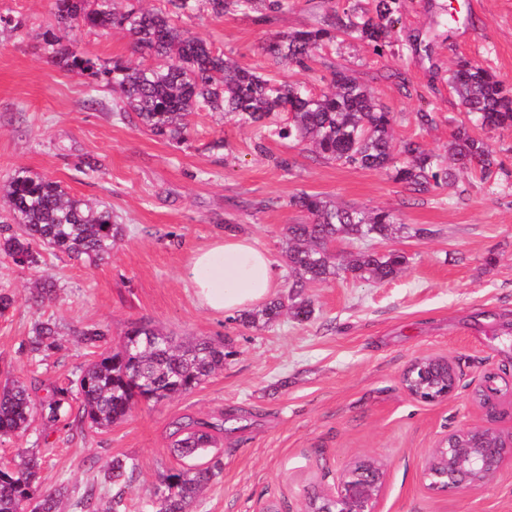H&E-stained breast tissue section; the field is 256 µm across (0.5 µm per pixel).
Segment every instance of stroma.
<instances>
[{
	"instance_id": "stroma-1",
	"label": "stroma",
	"mask_w": 512,
	"mask_h": 512,
	"mask_svg": "<svg viewBox=\"0 0 512 512\" xmlns=\"http://www.w3.org/2000/svg\"><path fill=\"white\" fill-rule=\"evenodd\" d=\"M350 6L368 10L372 2L286 0L263 22L253 12L216 17L203 7L179 25L239 66L280 80L265 43ZM450 7L457 23L435 24ZM0 15L24 23L0 27V181L22 168L46 175L111 208L126 226L111 256L94 266L48 246L37 247V264L25 267L0 251V290L14 297L0 316V366L9 365L10 379L37 401L93 359L77 335L86 327L115 339L128 324L148 321L183 341L225 343L230 352L223 370L193 392L139 404L111 429L35 424L2 438L0 462L12 463L21 448L47 449L41 487L66 485L60 512H82L90 492L111 506L115 490L105 471L113 457L133 459L124 503L126 512H140L163 474L184 464L171 449L176 423L220 420L226 431L214 454L221 471L194 512H302L308 493L333 489L361 459L384 469L376 512H512V465L474 491H434L422 478L430 450L449 431L512 430V129L468 120L448 84L449 69L468 60L512 86V0H406L384 54L341 39L318 51L310 70L292 74L318 95L330 89V67L347 68L394 112V141L419 140L440 162L462 124L490 146L497 162L490 176L463 171L456 186L425 194L388 171L326 162L273 133L257 140L213 112L190 116L184 142L158 137L136 116L116 115L110 88L90 87L87 77L53 63L44 41L52 0H0ZM77 39L84 56L102 63L132 56L118 28L85 29ZM422 110L434 117L425 128L415 118ZM282 158L289 169L279 166ZM302 192L391 212L393 238L339 240L332 251L342 258L363 247L396 250L407 258L402 271L384 282L343 274L309 286L314 312L303 322L284 315L255 328L201 310L186 270L195 251L227 230L268 253L277 273L272 294H285L286 227L308 220L289 200ZM46 278L57 281L56 296L31 305L32 283ZM48 319L61 327L60 346L30 358L33 325ZM424 356L452 363L458 383L447 400L424 403L402 389L405 369ZM491 372L500 377L499 393L483 406L476 393Z\"/></svg>"
}]
</instances>
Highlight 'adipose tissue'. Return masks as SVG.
Here are the masks:
<instances>
[{"instance_id":"ef3b65f1","label":"adipose tissue","mask_w":512,"mask_h":512,"mask_svg":"<svg viewBox=\"0 0 512 512\" xmlns=\"http://www.w3.org/2000/svg\"><path fill=\"white\" fill-rule=\"evenodd\" d=\"M187 279L201 308L233 313L261 302L275 284L266 253L233 232L192 256Z\"/></svg>"}]
</instances>
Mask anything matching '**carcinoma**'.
Listing matches in <instances>:
<instances>
[{
	"mask_svg": "<svg viewBox=\"0 0 512 512\" xmlns=\"http://www.w3.org/2000/svg\"><path fill=\"white\" fill-rule=\"evenodd\" d=\"M168 10H144L129 5L114 8V0H54L55 28L44 33L46 43L60 46L55 64L67 71L86 74L92 83L105 82L118 89L114 111L126 117L133 112L155 134L182 140L186 117L199 110L215 112L240 127L262 132L266 119L276 112L290 114L277 131L280 138L305 143L325 161L362 170H390L396 181L417 193L433 186L452 185L456 169L478 166L487 175L493 165L492 151L470 135L464 125L454 132L451 164L443 167L416 139L394 150L390 133L394 115L374 93L344 69L331 71V89L311 94L298 81L275 80L238 66L215 52L205 40L177 25L179 17L196 10L199 0H166ZM403 0H374L369 11L346 9L331 22L286 34L264 47L286 70H308V62L320 46L339 37L364 42L376 52L390 45V36ZM211 13L274 11L283 0H205ZM124 28L134 53L152 58L144 65L116 58L99 65L77 49V32ZM448 83L464 112L485 127H512V88L490 69L467 60L448 71ZM403 156L397 161L395 154ZM6 216L0 218V249L20 266L36 262L34 247L51 246L76 260L96 264L107 258L125 235L112 210L94 206L70 195L62 185L26 169L18 170L0 185ZM290 204L308 213V224L287 226L286 257L292 272L287 299L277 298L264 308L240 317L248 326L276 321L289 310L299 321L313 313L312 301L303 296L310 284L322 283L340 272L373 280L395 276L406 263L398 251L386 254L359 252L346 264H337L329 245L339 238L387 239L394 233V216L383 210L367 214L331 204L316 195L301 193ZM56 284L44 281L34 288L29 301L41 305L53 299ZM58 326L39 321L28 341V352L40 355L57 345ZM81 341L100 352L69 387L54 386L39 404L32 403L27 387L14 382L0 386V437L27 431L40 421L54 428L65 404L77 394L79 406L71 424L106 430L123 421L140 402L158 403L199 387L212 373L224 368V344L206 338L179 342L148 322H134L118 343L95 327L77 332ZM224 420H190L176 427L174 449L185 458H202L218 445ZM41 459L27 448L17 460L0 466V512H59L61 490L37 493ZM137 465L127 457H114L106 470L107 480L118 488L133 479ZM220 462L193 465L165 475L144 502L143 512H192L202 490L217 477Z\"/></svg>",
	"mask_w": 512,
	"mask_h": 512,
	"instance_id": "cac0c4a2",
	"label": "carcinoma"
}]
</instances>
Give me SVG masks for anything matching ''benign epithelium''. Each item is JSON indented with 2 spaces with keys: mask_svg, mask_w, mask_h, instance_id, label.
I'll list each match as a JSON object with an SVG mask.
<instances>
[{
  "mask_svg": "<svg viewBox=\"0 0 512 512\" xmlns=\"http://www.w3.org/2000/svg\"><path fill=\"white\" fill-rule=\"evenodd\" d=\"M403 390L413 399L437 403L449 398L457 375L447 360H414L401 378ZM512 463V433L492 428L463 427L448 434L429 453L422 471L433 490L466 491L490 484ZM382 468L371 460L360 462L326 495L309 496L312 512H375L383 488Z\"/></svg>",
  "mask_w": 512,
  "mask_h": 512,
  "instance_id": "obj_1",
  "label": "benign epithelium"
}]
</instances>
